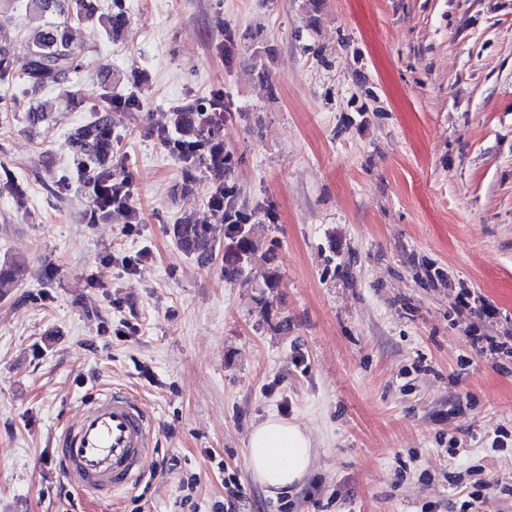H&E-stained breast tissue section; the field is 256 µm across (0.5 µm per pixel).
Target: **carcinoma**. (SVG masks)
Returning <instances> with one entry per match:
<instances>
[{
    "label": "carcinoma",
    "instance_id": "obj_1",
    "mask_svg": "<svg viewBox=\"0 0 512 512\" xmlns=\"http://www.w3.org/2000/svg\"><path fill=\"white\" fill-rule=\"evenodd\" d=\"M25 9L56 16V21L29 36L22 47L5 45L0 41V82L12 80L16 72L25 78L27 96L41 88L54 86L73 103L78 93L67 89L71 75L82 65L87 47L73 41L72 25L102 27L107 35L124 25L122 14L104 15L99 0H26ZM170 123L178 133L175 146L185 163L186 181L194 178V171L202 167H222L230 163L224 152L220 115L213 112L204 116L200 106L193 103L187 109L171 113ZM71 149L84 163L83 174L88 181L101 187L112 185L108 161L112 155V118L106 113L95 121L76 129L69 138ZM211 205L221 222L228 219L225 235L230 244L224 249V278L242 279L245 267L259 260L268 261L264 250L262 225L247 224L237 210L224 213V183H217L212 192ZM167 233L186 254L206 264L212 259L215 242L212 225L184 220L167 227ZM24 269L16 263L0 265V288L7 283L22 280Z\"/></svg>",
    "mask_w": 512,
    "mask_h": 512
}]
</instances>
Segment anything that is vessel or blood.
I'll return each instance as SVG.
<instances>
[{
  "mask_svg": "<svg viewBox=\"0 0 512 512\" xmlns=\"http://www.w3.org/2000/svg\"><path fill=\"white\" fill-rule=\"evenodd\" d=\"M155 442L149 410L120 389L82 400L77 421L61 425L55 434L63 475L101 500L138 484Z\"/></svg>",
  "mask_w": 512,
  "mask_h": 512,
  "instance_id": "vessel-or-blood-1",
  "label": "vessel or blood"
}]
</instances>
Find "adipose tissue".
Here are the masks:
<instances>
[{"instance_id": "1", "label": "adipose tissue", "mask_w": 512, "mask_h": 512, "mask_svg": "<svg viewBox=\"0 0 512 512\" xmlns=\"http://www.w3.org/2000/svg\"><path fill=\"white\" fill-rule=\"evenodd\" d=\"M312 462L311 436L296 422L270 416L249 435L248 470L269 493H283L300 485L309 474Z\"/></svg>"}]
</instances>
